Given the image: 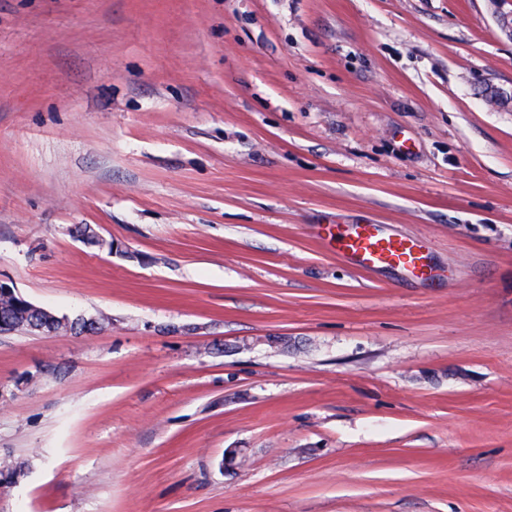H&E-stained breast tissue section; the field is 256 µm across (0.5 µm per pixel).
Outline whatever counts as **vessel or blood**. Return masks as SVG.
<instances>
[{
	"label": "vessel or blood",
	"mask_w": 512,
	"mask_h": 512,
	"mask_svg": "<svg viewBox=\"0 0 512 512\" xmlns=\"http://www.w3.org/2000/svg\"><path fill=\"white\" fill-rule=\"evenodd\" d=\"M322 237L335 241L339 253L365 270L393 268L420 280H429L433 269L420 242L409 235L384 230L377 224H351L336 232L320 229Z\"/></svg>",
	"instance_id": "obj_1"
}]
</instances>
